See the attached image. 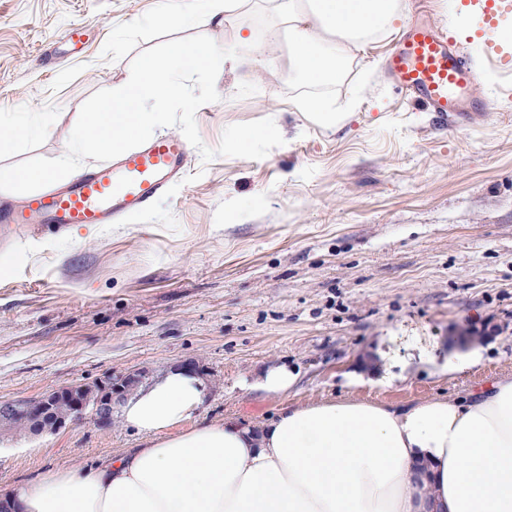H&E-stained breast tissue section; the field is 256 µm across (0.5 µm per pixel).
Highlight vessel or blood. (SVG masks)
Instances as JSON below:
<instances>
[{"label": "vessel or blood", "instance_id": "1", "mask_svg": "<svg viewBox=\"0 0 512 512\" xmlns=\"http://www.w3.org/2000/svg\"><path fill=\"white\" fill-rule=\"evenodd\" d=\"M484 17L478 35L487 57L504 58L502 22L512 16V0H465ZM387 75L436 126L459 127L495 109L493 95L477 88L471 59L457 36L433 23L411 22L385 61ZM192 157L188 140L169 135L144 147L115 154L110 165L83 171L26 199L17 208L0 207V223L43 224L61 232L112 224L148 209L186 170Z\"/></svg>", "mask_w": 512, "mask_h": 512}]
</instances>
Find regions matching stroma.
Listing matches in <instances>:
<instances>
[{
    "instance_id": "obj_1",
    "label": "stroma",
    "mask_w": 512,
    "mask_h": 512,
    "mask_svg": "<svg viewBox=\"0 0 512 512\" xmlns=\"http://www.w3.org/2000/svg\"><path fill=\"white\" fill-rule=\"evenodd\" d=\"M406 21L430 20L463 40L496 112L465 128L436 127L385 75L393 33L354 50L338 78L310 84L281 56L283 25L269 0H250L223 26L204 0L179 25L157 21L158 0H0V113L40 128L0 166L53 169L89 112L171 44L223 48L252 32L254 81L180 78L162 127L192 147L184 176L123 224L55 235L0 229V401L132 372L152 383L195 363L209 396L197 419L256 422L282 401L348 394L363 356L393 359L405 381L359 396L406 403L454 395L512 375V63L487 60L457 0H406ZM81 25L88 42L67 40ZM318 99L345 115L322 125ZM49 113L40 121V113ZM277 144L238 147L243 132ZM486 337L483 364L434 375L454 334ZM298 374L287 398L254 388L267 368ZM141 437L120 415L57 432L0 434V492L44 471L87 467Z\"/></svg>"
}]
</instances>
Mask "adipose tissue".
<instances>
[{
    "label": "adipose tissue",
    "instance_id": "adipose-tissue-1",
    "mask_svg": "<svg viewBox=\"0 0 512 512\" xmlns=\"http://www.w3.org/2000/svg\"><path fill=\"white\" fill-rule=\"evenodd\" d=\"M293 34L291 65L316 82L338 72L362 42L400 22L405 0H279ZM253 36L223 50L176 45L143 58L118 93L77 131L76 155H106L158 127L179 75L212 82L221 60L250 67ZM205 380L169 367L122 411L147 445L99 467L51 469L7 492L19 512H512V375L452 397L376 403L352 396L282 404L263 422L234 416L194 423Z\"/></svg>",
    "mask_w": 512,
    "mask_h": 512
}]
</instances>
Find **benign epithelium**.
I'll list each match as a JSON object with an SVG mask.
<instances>
[{
	"label": "benign epithelium",
	"instance_id": "benign-epithelium-1",
	"mask_svg": "<svg viewBox=\"0 0 512 512\" xmlns=\"http://www.w3.org/2000/svg\"><path fill=\"white\" fill-rule=\"evenodd\" d=\"M142 382V374L130 373L90 391L84 385H70L35 398L0 401V421L23 420L38 432L55 431L80 420L107 426L112 423L114 403L124 399Z\"/></svg>",
	"mask_w": 512,
	"mask_h": 512
}]
</instances>
